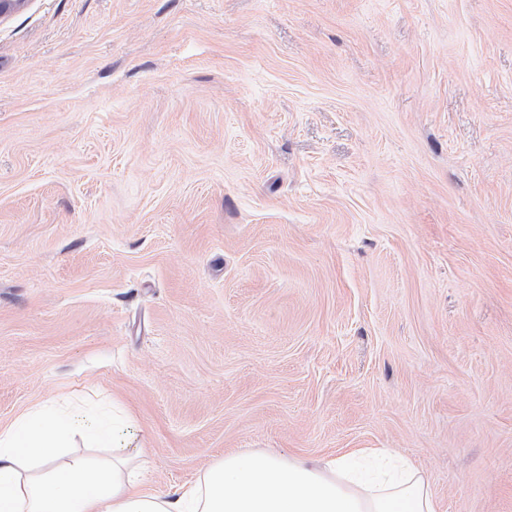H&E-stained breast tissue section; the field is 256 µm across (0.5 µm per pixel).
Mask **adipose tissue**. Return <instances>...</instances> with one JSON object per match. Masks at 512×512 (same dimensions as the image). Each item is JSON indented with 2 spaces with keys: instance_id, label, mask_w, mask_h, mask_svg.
Masks as SVG:
<instances>
[{
  "instance_id": "adipose-tissue-1",
  "label": "adipose tissue",
  "mask_w": 512,
  "mask_h": 512,
  "mask_svg": "<svg viewBox=\"0 0 512 512\" xmlns=\"http://www.w3.org/2000/svg\"><path fill=\"white\" fill-rule=\"evenodd\" d=\"M117 418L38 403L0 426V512H439L420 471L384 448L310 463L276 453L228 455L201 482L166 496L141 490L139 449L115 441ZM112 446L73 455L75 437Z\"/></svg>"
}]
</instances>
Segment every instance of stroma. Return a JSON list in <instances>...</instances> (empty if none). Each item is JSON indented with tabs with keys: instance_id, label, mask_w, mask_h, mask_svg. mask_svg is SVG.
I'll list each match as a JSON object with an SVG mask.
<instances>
[{
	"instance_id": "35a3bbf8",
	"label": "stroma",
	"mask_w": 512,
	"mask_h": 512,
	"mask_svg": "<svg viewBox=\"0 0 512 512\" xmlns=\"http://www.w3.org/2000/svg\"><path fill=\"white\" fill-rule=\"evenodd\" d=\"M50 397L159 495L386 448L512 512V0L0 16V425Z\"/></svg>"
}]
</instances>
